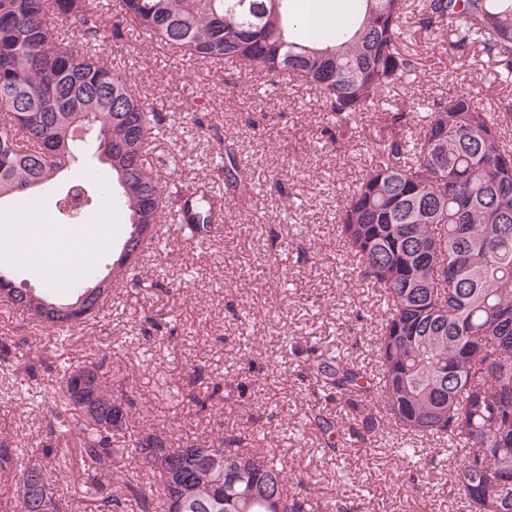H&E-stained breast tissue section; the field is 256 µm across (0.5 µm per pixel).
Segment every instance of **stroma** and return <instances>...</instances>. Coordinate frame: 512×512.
Segmentation results:
<instances>
[{
    "label": "stroma",
    "instance_id": "obj_1",
    "mask_svg": "<svg viewBox=\"0 0 512 512\" xmlns=\"http://www.w3.org/2000/svg\"><path fill=\"white\" fill-rule=\"evenodd\" d=\"M99 44L101 58L162 115L163 134L148 157L161 182L186 190L223 184L213 158L225 141L257 193L247 206L227 205L206 239L167 234L160 251L141 258L138 282H117L103 319L68 341L0 305V341L12 351L11 364L0 365V431L20 451L18 469L28 467L62 409L61 371L92 362L131 399L128 427L112 442L116 471L139 470L130 446L143 431L183 443L243 434L249 447L276 454L289 485L320 512H462L451 490L459 457L441 451L435 437L403 435L381 405L351 414L306 373L311 347L343 353L368 374L377 370L384 299L360 276L336 224L376 160L375 120L363 116L333 142L309 84L276 82L231 62H188L112 23ZM400 45L418 69L412 83L391 91L390 103L466 92L496 115L512 100V84L500 81L498 64L480 45L457 47L453 36L415 23ZM90 171L111 177L91 146L37 191L38 205L53 208L59 190ZM192 376L199 393L220 385L212 410L199 413L182 400ZM321 416L342 437L336 450L327 449L315 423ZM403 446L416 456L401 455ZM56 486L64 512H95L115 488L108 475L64 477Z\"/></svg>",
    "mask_w": 512,
    "mask_h": 512
}]
</instances>
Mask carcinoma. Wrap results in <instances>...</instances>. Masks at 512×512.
Masks as SVG:
<instances>
[{
    "instance_id": "carcinoma-1",
    "label": "carcinoma",
    "mask_w": 512,
    "mask_h": 512,
    "mask_svg": "<svg viewBox=\"0 0 512 512\" xmlns=\"http://www.w3.org/2000/svg\"><path fill=\"white\" fill-rule=\"evenodd\" d=\"M289 2L105 0L93 7L89 0H0V203L33 196L35 185L78 159L85 142L74 135L81 128L90 130L88 141L128 212L123 253L136 254L135 225H157L165 204L180 196L177 184L160 185L144 163L160 114L97 54L109 15L188 61H231L314 86L333 119L325 129L332 140L373 114L379 160L339 210L338 224L362 276L385 298L379 372L369 377L347 357L314 349L307 370L321 391L344 398L354 412L377 400L396 426L442 439L446 451L463 455L453 492L466 512H512V151L502 136L512 105L494 117L463 92L423 112L413 101L382 107L416 75L415 57L399 44L416 12L427 31H449L463 47L481 43L512 76V0H359L363 12L317 33ZM70 19L82 32L78 45L61 39ZM219 158L224 200L250 201L254 188L240 176L232 145L220 148ZM212 213L210 206L196 214L184 235L202 233ZM44 299L14 286L0 303L56 329L61 342L104 307L96 297L83 318L48 323L37 314ZM89 367L101 417L86 413L84 393L72 392V372L64 370L67 414L42 452L51 464L53 446L70 447L79 472L93 477L112 471V436L127 424L129 399L99 365ZM154 442L168 439L144 433L131 452L158 478L163 499L185 497L186 512H314L311 498L288 490L275 453L243 448L239 436L188 442L162 460L147 453ZM478 459L502 468L505 482L475 471ZM46 471L39 464L38 481L51 490V512H63ZM23 478L14 451L0 441V480L19 486ZM116 484L98 512H112L124 496L152 512L153 495L139 474L124 473Z\"/></svg>"
}]
</instances>
